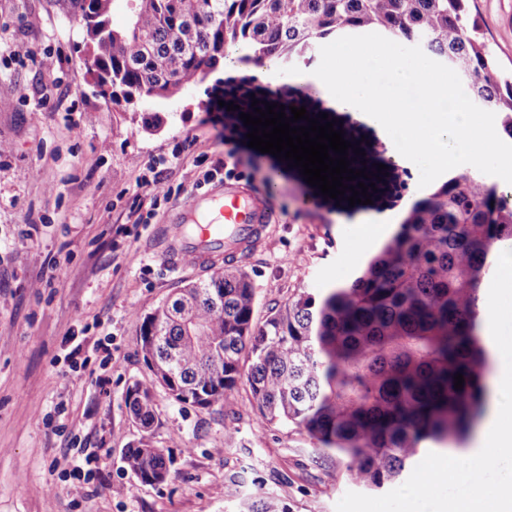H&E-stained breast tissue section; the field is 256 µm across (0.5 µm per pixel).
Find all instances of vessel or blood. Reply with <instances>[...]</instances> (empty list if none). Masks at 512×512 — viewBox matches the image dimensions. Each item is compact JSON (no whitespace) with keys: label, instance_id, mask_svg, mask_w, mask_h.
Returning a JSON list of instances; mask_svg holds the SVG:
<instances>
[{"label":"vessel or blood","instance_id":"vessel-or-blood-1","mask_svg":"<svg viewBox=\"0 0 512 512\" xmlns=\"http://www.w3.org/2000/svg\"><path fill=\"white\" fill-rule=\"evenodd\" d=\"M277 188L273 184L243 187L224 184L206 197H192L182 212L184 222L197 224L190 238L172 236L170 225L159 228L168 237L167 260L181 268L216 270L217 259L245 264L250 250L274 220Z\"/></svg>","mask_w":512,"mask_h":512}]
</instances>
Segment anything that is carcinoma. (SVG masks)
I'll return each instance as SVG.
<instances>
[{
	"mask_svg": "<svg viewBox=\"0 0 512 512\" xmlns=\"http://www.w3.org/2000/svg\"><path fill=\"white\" fill-rule=\"evenodd\" d=\"M73 2L92 80L125 112L180 96L234 50L244 64L286 65L321 39L376 31L455 70L512 139V79L492 72L466 0H127L122 30L111 25L114 0ZM507 240L512 206L484 176L463 172L415 205L351 283L320 300L296 294L260 327L248 275L223 267L144 316L139 343L152 378L127 388L126 407L146 430L154 387L209 408L244 379L264 420L306 432L317 454L343 455L354 483L392 484L426 443L462 445L482 413L479 284ZM124 459L144 482L170 476L160 448L140 442ZM239 512L289 509L260 486Z\"/></svg>",
	"mask_w": 512,
	"mask_h": 512,
	"instance_id": "1",
	"label": "carcinoma"
}]
</instances>
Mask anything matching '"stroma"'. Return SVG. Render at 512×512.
Returning a JSON list of instances; mask_svg holds the SVG:
<instances>
[{"mask_svg": "<svg viewBox=\"0 0 512 512\" xmlns=\"http://www.w3.org/2000/svg\"><path fill=\"white\" fill-rule=\"evenodd\" d=\"M466 9L497 69L511 73L512 0H468ZM83 43L72 0H0V512H233L257 477L290 512H414L422 498L452 503L512 486L507 455L483 485L456 473L423 485L439 454L432 446L399 481L364 489L336 454L314 455L306 433L262 419L243 381L212 408L155 388L154 425L140 428L125 404L128 386L150 377L140 318L208 277L171 267L155 230L224 183L230 147L211 103L249 68L231 58L180 97L144 103L161 117L150 131L98 95ZM48 55L57 60L51 70L41 66ZM335 119L383 164L377 191L371 204L352 206L304 190L298 169L264 167L278 195L269 239L244 267L258 296L255 325L298 292L349 283L361 269L358 223L412 210L430 194L418 167L360 115ZM151 164L168 197L152 199L144 187ZM136 205L140 224L128 219ZM24 236L29 247L17 249ZM77 340L87 360L79 377L69 369ZM143 439L170 456L167 482H141L127 468L126 448Z\"/></svg>", "mask_w": 512, "mask_h": 512, "instance_id": "obj_1", "label": "stroma"}]
</instances>
